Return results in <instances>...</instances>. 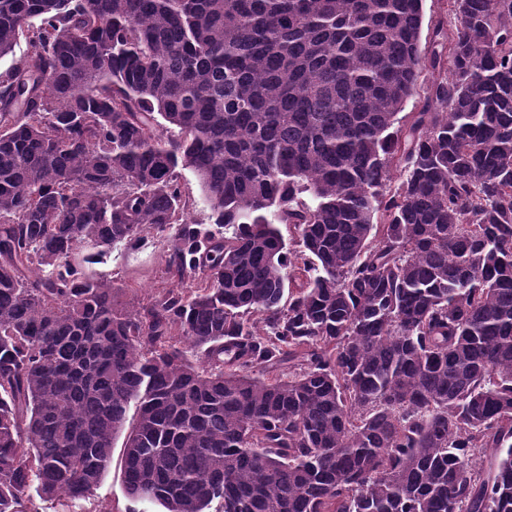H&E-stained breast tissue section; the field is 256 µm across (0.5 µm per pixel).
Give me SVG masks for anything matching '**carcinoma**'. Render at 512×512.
<instances>
[{"label": "carcinoma", "instance_id": "1", "mask_svg": "<svg viewBox=\"0 0 512 512\" xmlns=\"http://www.w3.org/2000/svg\"><path fill=\"white\" fill-rule=\"evenodd\" d=\"M448 3L0 0V512L120 433L164 512H512V0ZM183 187L195 199V207L190 210L189 219L200 224H209V204L202 195L194 174L183 170ZM83 265L90 276L112 284L115 301L129 309L169 289L192 286L190 280L181 282L168 273L163 244L152 233L146 234V243L140 248L118 247L102 261Z\"/></svg>", "mask_w": 512, "mask_h": 512}]
</instances>
